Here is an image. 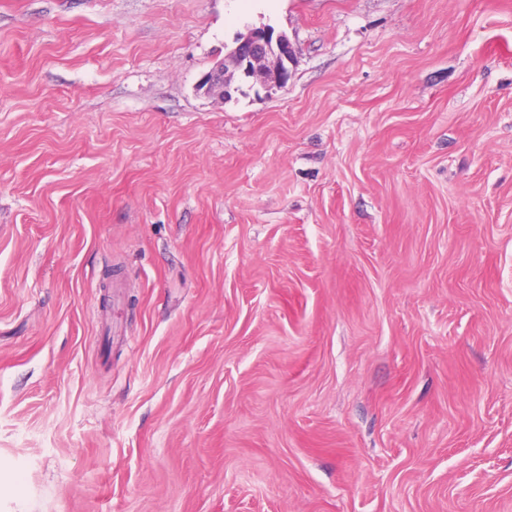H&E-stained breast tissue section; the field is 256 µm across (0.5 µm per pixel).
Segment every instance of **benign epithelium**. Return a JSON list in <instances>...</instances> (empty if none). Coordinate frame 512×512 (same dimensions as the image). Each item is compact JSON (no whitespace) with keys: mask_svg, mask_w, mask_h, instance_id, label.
I'll return each instance as SVG.
<instances>
[{"mask_svg":"<svg viewBox=\"0 0 512 512\" xmlns=\"http://www.w3.org/2000/svg\"><path fill=\"white\" fill-rule=\"evenodd\" d=\"M293 50L288 38L268 27L251 28L237 39L224 58L200 80L199 89L229 100L241 83L262 87L271 94L284 88L291 76Z\"/></svg>","mask_w":512,"mask_h":512,"instance_id":"obj_1","label":"benign epithelium"}]
</instances>
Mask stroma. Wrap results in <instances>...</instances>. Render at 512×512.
I'll return each instance as SVG.
<instances>
[{"instance_id": "obj_1", "label": "stroma", "mask_w": 512, "mask_h": 512, "mask_svg": "<svg viewBox=\"0 0 512 512\" xmlns=\"http://www.w3.org/2000/svg\"><path fill=\"white\" fill-rule=\"evenodd\" d=\"M0 512H512V0H0ZM293 50L288 38L268 27L251 28L237 39L224 58L200 80L199 89L208 95L230 100L241 92L240 82L259 85L267 94L284 88L291 76ZM235 76L239 82L236 84Z\"/></svg>"}]
</instances>
